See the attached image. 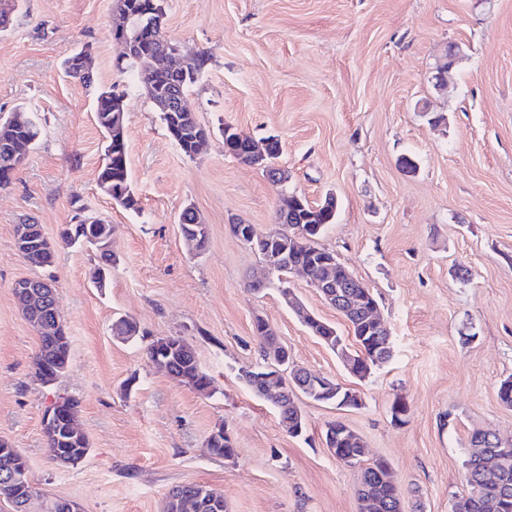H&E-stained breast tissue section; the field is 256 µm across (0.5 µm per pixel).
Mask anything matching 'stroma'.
Segmentation results:
<instances>
[{
    "label": "stroma",
    "instance_id": "stroma-1",
    "mask_svg": "<svg viewBox=\"0 0 512 512\" xmlns=\"http://www.w3.org/2000/svg\"><path fill=\"white\" fill-rule=\"evenodd\" d=\"M164 29L183 58L207 64L186 93L212 137L190 158L168 136L135 68L118 69L116 0H21L0 31V114L34 113L44 128L12 182L0 188V436L28 464V512L58 499L81 512H163L168 492L199 483L223 492L228 512H359L358 468L325 445L341 420L385 459L404 512H450L466 493L474 431L512 442V408L497 396L512 376V0H164ZM89 47L96 86L124 95L129 177L138 211L97 185L103 139L94 89L62 61ZM451 64L446 86L435 76ZM277 138L286 186L225 154L221 130ZM412 159L416 173L403 171ZM337 200L320 240L374 293L392 360L366 380L345 369L282 301L253 293L257 253L231 225L276 230L281 191ZM112 225L118 262L95 288L96 252L57 242L73 200ZM193 206L208 242L188 252L179 215ZM41 225L57 248L36 268L16 251L14 227ZM52 280L70 337L53 385L31 378L39 337L14 283ZM289 286L322 321L348 325L299 273ZM262 316L293 368L357 391L359 408L298 398L302 435L282 431L274 406L238 377L261 362ZM136 320L146 338L180 336L212 379L198 391L146 356V339L113 337ZM79 402L86 458L51 461L43 433L52 401ZM407 412L394 421L391 406ZM225 426L234 459L212 456Z\"/></svg>",
    "mask_w": 512,
    "mask_h": 512
}]
</instances>
